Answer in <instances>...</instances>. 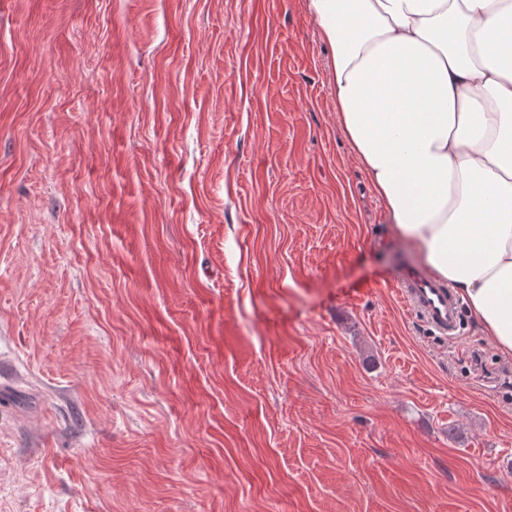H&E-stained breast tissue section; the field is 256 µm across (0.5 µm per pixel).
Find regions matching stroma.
<instances>
[{"label": "stroma", "instance_id": "stroma-1", "mask_svg": "<svg viewBox=\"0 0 512 512\" xmlns=\"http://www.w3.org/2000/svg\"><path fill=\"white\" fill-rule=\"evenodd\" d=\"M307 0H0V512H512Z\"/></svg>", "mask_w": 512, "mask_h": 512}]
</instances>
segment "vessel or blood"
Segmentation results:
<instances>
[{"mask_svg":"<svg viewBox=\"0 0 512 512\" xmlns=\"http://www.w3.org/2000/svg\"><path fill=\"white\" fill-rule=\"evenodd\" d=\"M395 288L409 311L434 335L456 338L460 326V302L453 293L417 270L399 274Z\"/></svg>","mask_w":512,"mask_h":512,"instance_id":"1","label":"vessel or blood"}]
</instances>
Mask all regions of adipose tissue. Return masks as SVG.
<instances>
[{"mask_svg":"<svg viewBox=\"0 0 512 512\" xmlns=\"http://www.w3.org/2000/svg\"><path fill=\"white\" fill-rule=\"evenodd\" d=\"M388 221L512 357V0H307Z\"/></svg>","mask_w":512,"mask_h":512,"instance_id":"adipose-tissue-1","label":"adipose tissue"}]
</instances>
